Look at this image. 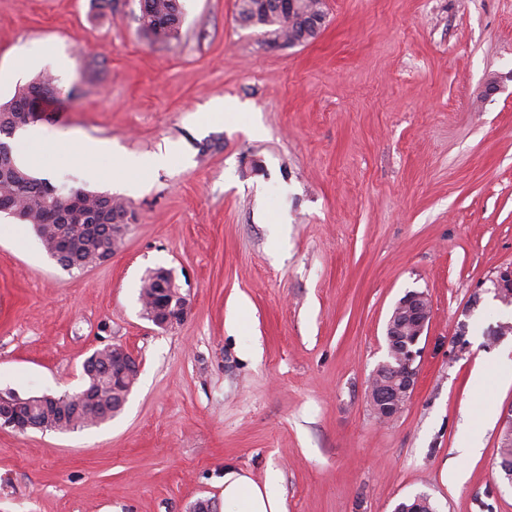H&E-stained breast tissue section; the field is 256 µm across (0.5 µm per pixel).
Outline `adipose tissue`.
Returning a JSON list of instances; mask_svg holds the SVG:
<instances>
[{
  "label": "adipose tissue",
  "instance_id": "ef3b65f1",
  "mask_svg": "<svg viewBox=\"0 0 512 512\" xmlns=\"http://www.w3.org/2000/svg\"><path fill=\"white\" fill-rule=\"evenodd\" d=\"M274 478L259 483L250 476L229 469L224 473L226 512H286L284 499L274 489Z\"/></svg>",
  "mask_w": 512,
  "mask_h": 512
}]
</instances>
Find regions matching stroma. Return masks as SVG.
Masks as SVG:
<instances>
[{"label": "stroma", "instance_id": "1", "mask_svg": "<svg viewBox=\"0 0 512 512\" xmlns=\"http://www.w3.org/2000/svg\"><path fill=\"white\" fill-rule=\"evenodd\" d=\"M181 2L179 37L152 41L139 0H0V104L51 75L38 128L110 146L82 163L16 137L19 161L138 217L80 272L0 215V396L80 391L107 345L140 361L110 421L0 430V512H224L228 465L277 472L287 512L419 493L512 512L495 467L512 377L484 365L512 363V335H486L512 321L491 290L512 264V0H322L305 44L241 25L237 0ZM158 154L131 187L102 177ZM157 268L191 303L168 330L139 300ZM409 290L433 314L417 388L383 426L367 382Z\"/></svg>", "mask_w": 512, "mask_h": 512}]
</instances>
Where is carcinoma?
<instances>
[{"label": "carcinoma", "instance_id": "carcinoma-1", "mask_svg": "<svg viewBox=\"0 0 512 512\" xmlns=\"http://www.w3.org/2000/svg\"><path fill=\"white\" fill-rule=\"evenodd\" d=\"M140 28L154 40H168L180 34L182 10L179 0H139ZM321 0H295V9L286 14H276L266 10L258 0H239L238 20L241 24L253 26H276L274 33L284 35L290 42L303 37L305 26L312 18H324ZM57 88L48 75H41L18 89L8 102L0 104V145L14 137L16 131L27 127L39 119V113L32 110L31 100L40 98L48 102L55 98ZM9 152L0 154V169L4 177L0 180V210H11L15 219L33 226L45 252L53 253L52 240L60 233L67 232L61 224L74 221L72 211L92 215L107 207L106 224L93 233H76L71 237L77 248L69 252L65 269L83 270L94 263L105 249H112V234L108 224L116 216L128 210L126 202L106 192L88 191L82 188L65 189L57 187L45 179L30 175L16 158L13 146ZM156 269L143 281L140 289L141 304L157 303L161 296L155 294L151 279L159 276ZM87 388L100 392V402L95 407L84 406L73 411L67 419L58 417L50 404H43L35 396L21 398L9 395L5 401L19 411V415L29 417L41 424L54 426L61 432H71L85 427L102 424L114 417L112 402L122 396L118 382L108 372L87 377Z\"/></svg>", "mask_w": 512, "mask_h": 512}]
</instances>
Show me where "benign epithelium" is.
Segmentation results:
<instances>
[{
	"label": "benign epithelium",
	"instance_id": "7a95c632",
	"mask_svg": "<svg viewBox=\"0 0 512 512\" xmlns=\"http://www.w3.org/2000/svg\"><path fill=\"white\" fill-rule=\"evenodd\" d=\"M163 298L160 305L145 313L161 329L180 324L187 316L190 303L180 292L170 271L158 281ZM495 297L512 303V265L498 271L493 280ZM432 318L428 293L410 290L397 302L386 323L387 358L378 364L368 379V398L379 420L389 422L400 415L417 388L422 348L419 347ZM112 374L127 379L124 393L131 392L139 376V362L126 348L112 346Z\"/></svg>",
	"mask_w": 512,
	"mask_h": 512
}]
</instances>
